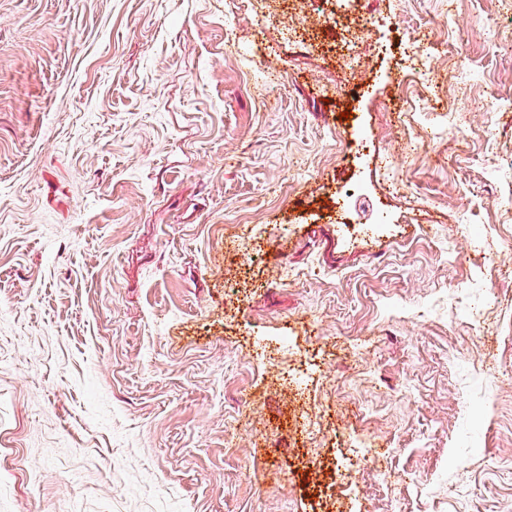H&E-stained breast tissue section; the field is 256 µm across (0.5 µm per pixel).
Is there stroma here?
I'll list each match as a JSON object with an SVG mask.
<instances>
[{
    "mask_svg": "<svg viewBox=\"0 0 512 512\" xmlns=\"http://www.w3.org/2000/svg\"><path fill=\"white\" fill-rule=\"evenodd\" d=\"M325 14L0 0V512H512V0Z\"/></svg>",
    "mask_w": 512,
    "mask_h": 512,
    "instance_id": "1",
    "label": "stroma"
}]
</instances>
